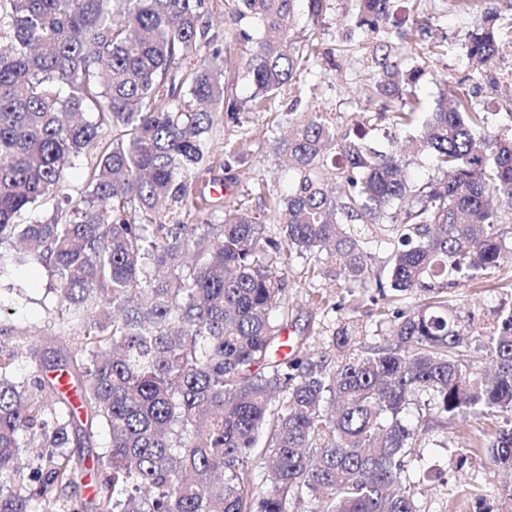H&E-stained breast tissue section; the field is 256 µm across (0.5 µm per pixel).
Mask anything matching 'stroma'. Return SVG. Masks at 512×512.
Returning a JSON list of instances; mask_svg holds the SVG:
<instances>
[{
  "label": "stroma",
  "mask_w": 512,
  "mask_h": 512,
  "mask_svg": "<svg viewBox=\"0 0 512 512\" xmlns=\"http://www.w3.org/2000/svg\"><path fill=\"white\" fill-rule=\"evenodd\" d=\"M476 14L444 11L442 0H395L389 26L405 33L408 42L434 43L440 46L427 75L414 87L424 111H431L441 89L447 88L471 104L474 111L484 113L489 132L512 135V49L502 48L483 70L476 71L465 62L470 34ZM356 10L353 0H333L320 26L314 27L313 43L318 50L332 49L333 65L324 75L325 105L336 118V127L351 131L355 125L374 127L397 142L415 135L416 126L393 128L384 116L382 100H370L368 86L372 70L364 51L359 49L354 34ZM428 22L427 32L417 25ZM246 121L254 131L251 140L240 137V130L216 115L207 140L214 154V166L203 174L206 195L212 203L243 198L255 183L267 184L280 192L288 181L275 157V145L288 130L287 121L270 122L268 114L253 113ZM235 160H227V152ZM97 161L90 152L76 161V169L58 198L57 206H40L31 218L68 219L80 198L85 178ZM497 228L506 242L500 260L498 278L490 281L459 282L449 287L448 301L474 326L485 325L494 310L512 302V209L501 207ZM285 283L291 306L289 333L306 337L314 355L334 359L331 338L344 318L357 316L368 327L379 320L373 301L378 296L375 281L346 283L333 263L324 272L310 277L303 260H295L285 272ZM48 276L44 269H22L15 277L0 284V313L11 325L36 334L41 347H50L51 334L57 333L55 301L47 293ZM321 297L323 311L312 309L311 296ZM487 422L455 421L447 432L434 431L415 452L423 464L432 466L435 479L415 484L413 492L423 512H512V501L505 489L512 485V469L493 471L484 448H481Z\"/></svg>",
  "instance_id": "35a3bbf8"
}]
</instances>
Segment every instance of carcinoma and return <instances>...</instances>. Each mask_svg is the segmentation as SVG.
Returning <instances> with one entry per match:
<instances>
[{
    "label": "carcinoma",
    "instance_id": "cac0c4a2",
    "mask_svg": "<svg viewBox=\"0 0 512 512\" xmlns=\"http://www.w3.org/2000/svg\"><path fill=\"white\" fill-rule=\"evenodd\" d=\"M225 2L249 27L243 100L221 80L236 74L233 37L200 28L205 0H0V281L45 269L68 341L48 359L0 320V512H289L304 500L310 512H421L408 459L458 418L496 422L486 452L512 467V305L474 331L447 291L499 267L512 139L446 92L414 139L443 177L417 189L396 148L337 133L321 108L314 70L331 51L292 31L301 12L319 25L331 0ZM355 2L373 94L409 126L433 51L392 55L393 0ZM495 21L477 18L476 70L500 51ZM296 84L310 115L277 143L291 186L258 184V209L237 199L213 220L196 181L213 113L241 128V109L274 112ZM90 150L97 165L69 220L19 223ZM188 205L195 224L180 218ZM394 209L400 222L384 223ZM372 243L392 247L384 277ZM321 253L347 280L375 278L390 325L382 336L347 318L332 365L284 339L283 271ZM473 347L492 375L475 370Z\"/></svg>",
    "mask_w": 512,
    "mask_h": 512
}]
</instances>
